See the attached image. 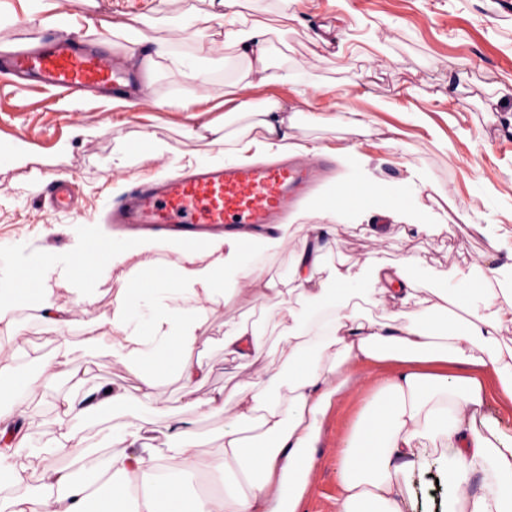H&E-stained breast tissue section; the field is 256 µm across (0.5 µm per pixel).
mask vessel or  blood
Here are the masks:
<instances>
[{"instance_id": "1", "label": "vessel or blood", "mask_w": 512, "mask_h": 512, "mask_svg": "<svg viewBox=\"0 0 512 512\" xmlns=\"http://www.w3.org/2000/svg\"><path fill=\"white\" fill-rule=\"evenodd\" d=\"M25 35L39 39L41 46L11 54L15 76H33L43 85L69 91L113 89L126 79L112 57L80 48L73 36L47 37L41 21L27 22ZM325 171V162L316 158L303 165L286 160L252 167L227 164L137 181L111 211L110 221L134 232L163 227L197 248L212 233H242L280 223L289 201L308 194Z\"/></svg>"}]
</instances>
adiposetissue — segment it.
<instances>
[{
  "instance_id": "1",
  "label": "adipose tissue",
  "mask_w": 512,
  "mask_h": 512,
  "mask_svg": "<svg viewBox=\"0 0 512 512\" xmlns=\"http://www.w3.org/2000/svg\"><path fill=\"white\" fill-rule=\"evenodd\" d=\"M208 5L193 26H172L162 40L147 39L131 25L111 28L112 34L125 41L127 57L148 76L164 61L196 78L223 65L229 52L246 58L240 77L224 87V105L232 114L256 113L257 132L230 138L209 128L226 160L245 164L260 152L310 153V146L294 141L290 131L309 104L298 86L313 79L311 66L273 67L266 49L270 27L244 12L241 0H208ZM189 39L196 43L195 55L188 60L174 56L173 47ZM269 84L296 87L294 99L256 103L250 89ZM331 153L356 178L358 201L347 212L371 239L390 237L398 226L420 234L446 223L447 213L423 204L436 188L419 171H412L393 194L354 147L338 146ZM313 211L325 221L310 225L301 237L285 223L246 244L226 235L209 237L200 249L178 240L120 241L89 277L76 267L86 254L85 238L73 239L68 257L43 255L33 270L38 288L30 301L53 329L75 323L113 271L146 284L138 291L119 289L103 315L105 332L90 330L79 344L61 338L53 370L21 379L33 396L58 372L68 376L70 390L58 397L47 439L38 438V422L30 419L26 401L11 385L17 379L15 360L34 363L40 355L7 317L5 307L18 284L13 276H1L0 322L6 324L8 341L0 344V423L22 419L26 431L17 444L0 446V484L18 489L0 496V512H300L328 412L358 382L364 366L383 373L337 461L336 512H402L412 474L428 466L430 448L437 444L454 452L445 512H512V434L483 419L489 402L512 407V348L502 344L503 330L512 327V263L478 275L452 269L447 287L435 292L431 304L446 315L435 327L422 317L402 315L422 302L420 288L406 274L414 257L325 274V255L336 242L334 221L342 212L320 200ZM286 246L293 253L295 291L312 302V309L289 307L273 350L254 325L225 323L224 354L249 376L231 392L199 395L198 385L209 373L203 353L210 312L220 301L242 294L259 301L280 296L278 282L247 252ZM162 253L167 262L159 261ZM360 294L372 305L396 306V314L383 323L361 318L355 302ZM99 347L113 364L136 376L135 387L88 386V372L77 366L76 353ZM272 353L290 372L286 392L273 400L261 389L279 377L278 369L266 364ZM170 372L184 384L187 409L223 415L216 450L203 452V439L185 424L161 423L165 409L157 387ZM130 404L149 412L103 429L98 446L110 455L105 464L96 463L95 448L85 445L76 419L87 413L106 418ZM64 454L71 456L72 467L58 465ZM488 463L495 469L496 488L469 493L473 477ZM216 471L231 478L219 494L188 497L173 478L177 472Z\"/></svg>"
}]
</instances>
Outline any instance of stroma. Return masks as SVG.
<instances>
[{
    "instance_id": "1",
    "label": "stroma",
    "mask_w": 512,
    "mask_h": 512,
    "mask_svg": "<svg viewBox=\"0 0 512 512\" xmlns=\"http://www.w3.org/2000/svg\"><path fill=\"white\" fill-rule=\"evenodd\" d=\"M101 12L112 23L140 21L142 32L160 39L170 23L204 13L208 0H100ZM248 12L281 34L267 45L273 65L312 61L319 80L304 85L315 111L326 122L302 118L292 134L296 141L321 145H352L370 157L380 173L394 181L406 178L414 166L447 193L454 207L467 212L470 223H449L439 234L394 236L375 242L359 227L340 224L336 244L325 263L343 267L356 259L376 262L410 253L420 259L412 275L420 287H447L446 271L455 266L482 272L490 264L487 241L473 225L499 224L510 235L503 250H512V0H298L294 19L279 21L276 0H245ZM30 0H0V49L22 43V28L31 21ZM395 57L392 66L378 63L381 53ZM247 62L231 54L223 66L206 76L209 96L196 115L174 108V101L191 80L171 64L151 76L156 98L164 107L141 103L113 107L111 96L98 93L37 89L0 80V151H23L26 161L15 166L0 162V273L33 263L45 253L64 255L75 235L113 234L106 209L118 202L131 182L201 164L223 163L218 146L186 137L188 128L211 124L234 135L250 116L224 114V86L236 79ZM382 101L396 102L391 111ZM367 114V127L351 130L350 110ZM154 132L169 147L155 163L142 164L133 148L140 131ZM129 151V163L116 167V146ZM59 177L71 182L80 217L50 213L48 185ZM118 281L101 288L98 302L65 333L48 329L34 308L15 313L33 346L51 357L60 336L80 341L91 325L100 323L111 304ZM280 296L260 304L238 300L217 306L210 315L212 341L207 360L212 373L205 391L246 377V370L225 359L221 339L225 321L245 319L256 325L268 347L279 341ZM92 386L136 382L125 368L112 364L106 351L83 356ZM158 392L165 401V419L189 422L191 429L219 446L224 429L220 415L202 416L183 407L182 383L174 375L161 378ZM365 394L349 390L328 416L315 452L311 483L303 512H336V460L361 410ZM436 464L419 474L405 500V512H441L445 498L448 448L432 450Z\"/></svg>"
}]
</instances>
